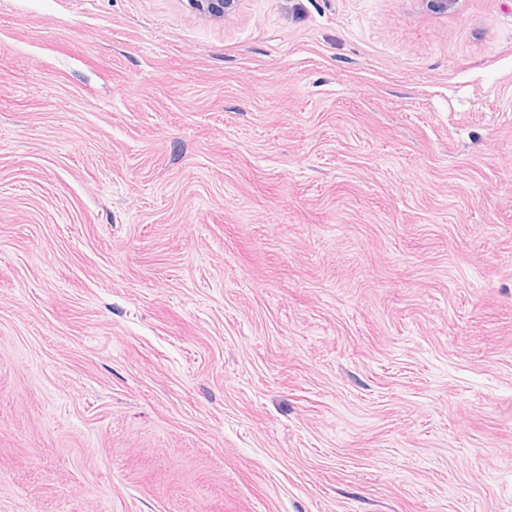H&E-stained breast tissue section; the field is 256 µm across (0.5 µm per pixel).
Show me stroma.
<instances>
[{"label":"stroma","mask_w":512,"mask_h":512,"mask_svg":"<svg viewBox=\"0 0 512 512\" xmlns=\"http://www.w3.org/2000/svg\"><path fill=\"white\" fill-rule=\"evenodd\" d=\"M0 512H512V0H0ZM189 2L200 13L224 17L236 9L240 0H189Z\"/></svg>","instance_id":"stroma-1"}]
</instances>
